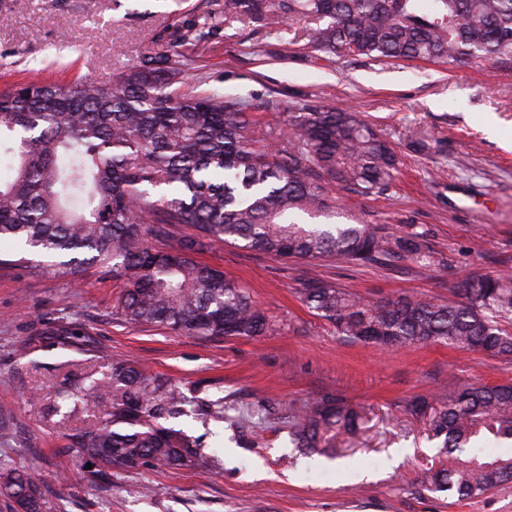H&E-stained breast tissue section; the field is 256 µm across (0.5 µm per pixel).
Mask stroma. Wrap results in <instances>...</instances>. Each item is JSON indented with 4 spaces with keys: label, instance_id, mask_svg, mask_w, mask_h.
I'll return each mask as SVG.
<instances>
[{
    "label": "stroma",
    "instance_id": "1",
    "mask_svg": "<svg viewBox=\"0 0 512 512\" xmlns=\"http://www.w3.org/2000/svg\"><path fill=\"white\" fill-rule=\"evenodd\" d=\"M224 0H0V84L38 77L100 82L140 57L179 49L181 34L206 28L187 52L197 71L184 92L239 99L272 128L291 113L351 106L384 135L399 160L389 189L340 192L368 224H412L447 267L353 266L278 259L223 245L197 259L244 286L273 327L254 338L201 339L136 327L116 315L120 286L98 266L75 279L19 266L0 242V408L19 429L0 462L27 471L45 512H512V482L457 500L433 493L437 442L407 415L416 395L470 384L512 383V359L445 345L386 350L341 338L299 299L324 280L376 302L401 295L447 299L450 285L483 274L512 275V65L407 62L335 54L309 46L305 26L273 34L255 22L225 23ZM71 339L48 335L56 324ZM137 362L176 382L202 381L209 395L258 410L259 435L227 423L186 427L220 462L206 472L143 464L91 483L66 436L81 418L45 415L64 373ZM326 395L342 397L363 427L341 437L332 457L288 441L292 413Z\"/></svg>",
    "mask_w": 512,
    "mask_h": 512
}]
</instances>
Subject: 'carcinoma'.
Wrapping results in <instances>:
<instances>
[{"label":"carcinoma","instance_id":"cac0c4a2","mask_svg":"<svg viewBox=\"0 0 512 512\" xmlns=\"http://www.w3.org/2000/svg\"><path fill=\"white\" fill-rule=\"evenodd\" d=\"M244 19L271 30L310 21L311 46L348 56L512 61V0H224V21ZM194 62L175 51L143 57L110 84L31 79L0 88V148L13 159L9 179H0V240L52 259L64 278L97 264L121 285L118 311L126 322L203 339L250 338L271 328L243 287L195 259L217 244L241 242L280 259L448 265L412 224L339 220L333 190L381 193L397 168L388 141L358 113L301 112L288 120L280 147L236 99L173 89ZM170 224H193L198 234L157 246ZM450 292L440 302L401 296L370 303L313 281L300 294L353 341L440 343L512 357V278L478 275ZM202 389L201 381L176 383L119 362L101 375H65L45 411L91 414L67 435L68 447L110 484L148 462L214 467L215 454L173 425L180 418L227 420L255 433L253 414ZM406 412L428 419L440 439L443 463L424 480L430 490L474 498L512 481V453L484 452L490 439L512 443L511 384L416 396ZM361 420L355 408L324 396L291 417L288 435L296 447L326 454ZM0 494L22 512H43L38 487L21 470L0 466Z\"/></svg>","mask_w":512,"mask_h":512}]
</instances>
